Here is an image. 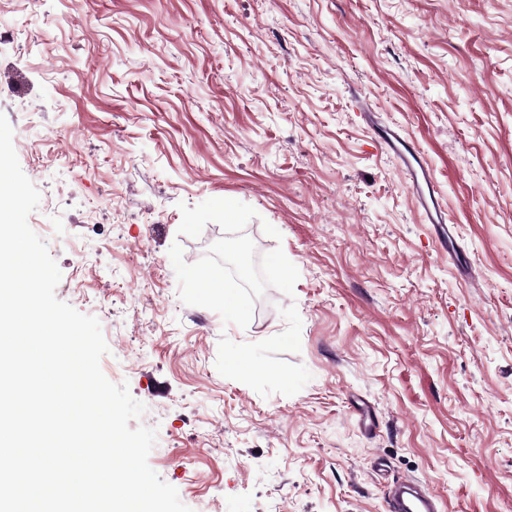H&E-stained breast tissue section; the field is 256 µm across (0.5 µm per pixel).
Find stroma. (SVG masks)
Instances as JSON below:
<instances>
[{"instance_id":"1","label":"stroma","mask_w":512,"mask_h":512,"mask_svg":"<svg viewBox=\"0 0 512 512\" xmlns=\"http://www.w3.org/2000/svg\"><path fill=\"white\" fill-rule=\"evenodd\" d=\"M22 24L29 225L192 512H512V0H0ZM384 142L399 161L409 184L415 207L421 212L426 224H433L441 245L445 251H448V245L453 243L451 226L447 224L448 216L435 190L430 172L423 166L416 152L412 149L408 150L405 140L395 132H387ZM386 507L389 512H437V501L409 481L394 483L388 492Z\"/></svg>"}]
</instances>
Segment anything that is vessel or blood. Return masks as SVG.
I'll return each mask as SVG.
<instances>
[{"label":"vessel or blood","instance_id":"vessel-or-blood-1","mask_svg":"<svg viewBox=\"0 0 512 512\" xmlns=\"http://www.w3.org/2000/svg\"><path fill=\"white\" fill-rule=\"evenodd\" d=\"M384 142L397 157L407 179L414 204L425 223L433 225L441 245L452 242L446 210L435 190L432 176L413 150L405 149L403 139L395 133L387 134ZM388 512H438L436 500L408 481L394 483L386 500Z\"/></svg>","mask_w":512,"mask_h":512}]
</instances>
